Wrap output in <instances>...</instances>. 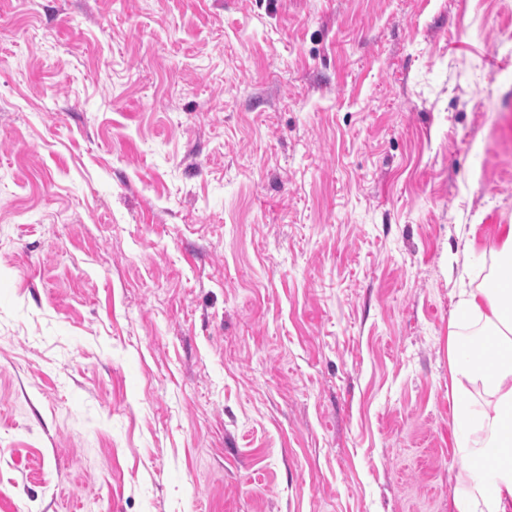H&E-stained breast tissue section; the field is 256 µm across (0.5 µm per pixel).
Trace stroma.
Here are the masks:
<instances>
[{
	"mask_svg": "<svg viewBox=\"0 0 512 512\" xmlns=\"http://www.w3.org/2000/svg\"><path fill=\"white\" fill-rule=\"evenodd\" d=\"M502 224L512 0H0V512H448Z\"/></svg>",
	"mask_w": 512,
	"mask_h": 512,
	"instance_id": "obj_1",
	"label": "stroma"
}]
</instances>
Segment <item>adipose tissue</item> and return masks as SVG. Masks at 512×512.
<instances>
[{"instance_id":"ef3b65f1","label":"adipose tissue","mask_w":512,"mask_h":512,"mask_svg":"<svg viewBox=\"0 0 512 512\" xmlns=\"http://www.w3.org/2000/svg\"><path fill=\"white\" fill-rule=\"evenodd\" d=\"M494 278L461 295L448 330L450 395L469 485L448 512H512V224L501 225ZM481 391L482 402L470 399Z\"/></svg>"}]
</instances>
